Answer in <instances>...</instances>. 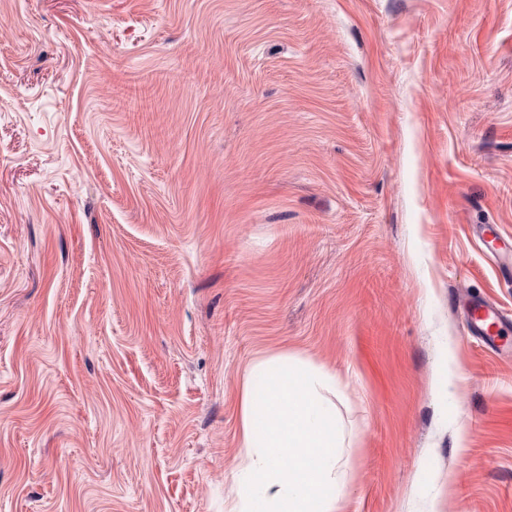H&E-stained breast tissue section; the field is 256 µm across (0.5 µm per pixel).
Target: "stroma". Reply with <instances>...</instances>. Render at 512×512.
Returning a JSON list of instances; mask_svg holds the SVG:
<instances>
[{
	"mask_svg": "<svg viewBox=\"0 0 512 512\" xmlns=\"http://www.w3.org/2000/svg\"><path fill=\"white\" fill-rule=\"evenodd\" d=\"M512 0H0V512H224L246 369L327 366L347 512H512ZM465 308L468 327L474 336H481L487 344L494 345L500 336L508 335L510 319L493 303L470 299Z\"/></svg>",
	"mask_w": 512,
	"mask_h": 512,
	"instance_id": "35a3bbf8",
	"label": "stroma"
}]
</instances>
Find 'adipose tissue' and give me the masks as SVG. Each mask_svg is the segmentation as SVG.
<instances>
[{
	"mask_svg": "<svg viewBox=\"0 0 512 512\" xmlns=\"http://www.w3.org/2000/svg\"><path fill=\"white\" fill-rule=\"evenodd\" d=\"M328 368L274 354L246 371L241 469L228 512H343L344 430Z\"/></svg>",
	"mask_w": 512,
	"mask_h": 512,
	"instance_id": "1",
	"label": "adipose tissue"
}]
</instances>
